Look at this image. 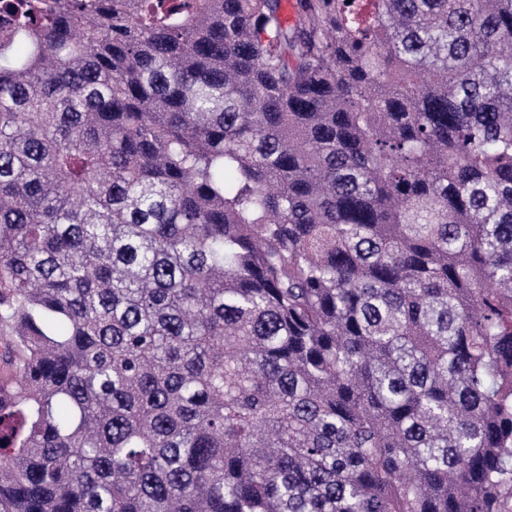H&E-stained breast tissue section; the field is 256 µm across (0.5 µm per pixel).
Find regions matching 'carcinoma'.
<instances>
[{"mask_svg":"<svg viewBox=\"0 0 512 512\" xmlns=\"http://www.w3.org/2000/svg\"><path fill=\"white\" fill-rule=\"evenodd\" d=\"M0 0V512H512V0Z\"/></svg>","mask_w":512,"mask_h":512,"instance_id":"carcinoma-1","label":"carcinoma"}]
</instances>
